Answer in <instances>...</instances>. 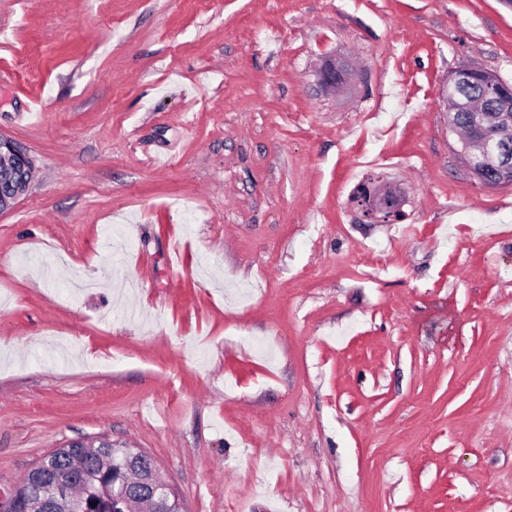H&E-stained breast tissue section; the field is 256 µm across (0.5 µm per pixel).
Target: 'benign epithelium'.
Returning <instances> with one entry per match:
<instances>
[{"mask_svg":"<svg viewBox=\"0 0 512 512\" xmlns=\"http://www.w3.org/2000/svg\"><path fill=\"white\" fill-rule=\"evenodd\" d=\"M472 77L483 80V98L487 109L483 112L469 110L466 100L458 92L459 84ZM319 83L324 91L336 92L343 86L342 68L336 61L327 60L320 70ZM441 101L446 109L448 130L465 124L470 127L476 142L468 148L457 150L463 164L486 187L512 185V142L500 135L504 127L512 126V93L504 91V85L496 75L482 69L462 67L448 79L441 92ZM0 168L3 169L4 192H0V212L11 208L27 190L30 180L27 175L33 170L30 157L11 138L0 134ZM362 217L370 223H393L404 219L403 198L391 183L377 178L372 186L359 189L353 196ZM85 456L72 458L65 473L67 476L55 480L51 495H37L25 501L24 512H53L66 507L72 476L83 469ZM153 478L139 479L131 483L130 497L136 501H147L152 512H159L160 501L157 492L173 496L163 475L156 467H151Z\"/></svg>","mask_w":512,"mask_h":512,"instance_id":"benign-epithelium-1","label":"benign epithelium"}]
</instances>
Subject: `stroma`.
Here are the masks:
<instances>
[{
  "mask_svg": "<svg viewBox=\"0 0 512 512\" xmlns=\"http://www.w3.org/2000/svg\"><path fill=\"white\" fill-rule=\"evenodd\" d=\"M465 65L512 83L502 0H0V492L106 435L180 512H512V185L456 153ZM378 176L404 220L353 205ZM342 68L336 60H327L320 70L319 83L324 91L336 93L343 86ZM3 169L4 192L0 191V212L11 208L27 190V175L33 170L30 157L11 138L0 134V171Z\"/></svg>",
  "mask_w": 512,
  "mask_h": 512,
  "instance_id": "obj_1",
  "label": "stroma"
}]
</instances>
